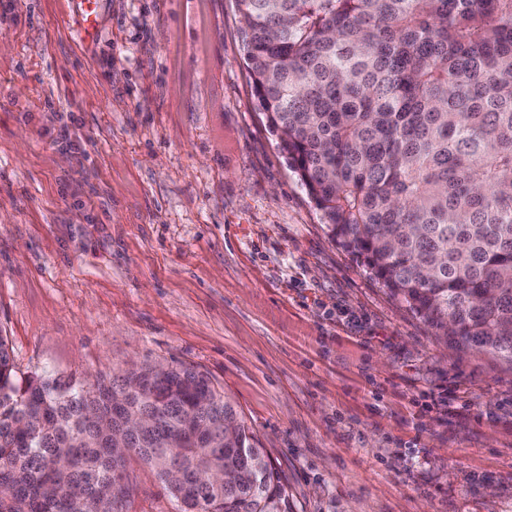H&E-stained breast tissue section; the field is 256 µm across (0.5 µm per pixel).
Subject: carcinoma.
I'll return each instance as SVG.
<instances>
[{"label": "carcinoma", "mask_w": 512, "mask_h": 512, "mask_svg": "<svg viewBox=\"0 0 512 512\" xmlns=\"http://www.w3.org/2000/svg\"><path fill=\"white\" fill-rule=\"evenodd\" d=\"M236 4L259 110L332 239L437 341L512 370V0ZM235 416L183 363L22 381L0 335V512H119L118 435L196 512H293Z\"/></svg>", "instance_id": "cac0c4a2"}]
</instances>
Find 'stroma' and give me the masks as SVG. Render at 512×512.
<instances>
[{"mask_svg": "<svg viewBox=\"0 0 512 512\" xmlns=\"http://www.w3.org/2000/svg\"><path fill=\"white\" fill-rule=\"evenodd\" d=\"M0 0V334L18 377L183 363L293 512H512V371L334 242L257 106L236 0ZM67 131L73 147L59 143ZM123 512H178L128 456Z\"/></svg>", "mask_w": 512, "mask_h": 512, "instance_id": "stroma-1", "label": "stroma"}]
</instances>
